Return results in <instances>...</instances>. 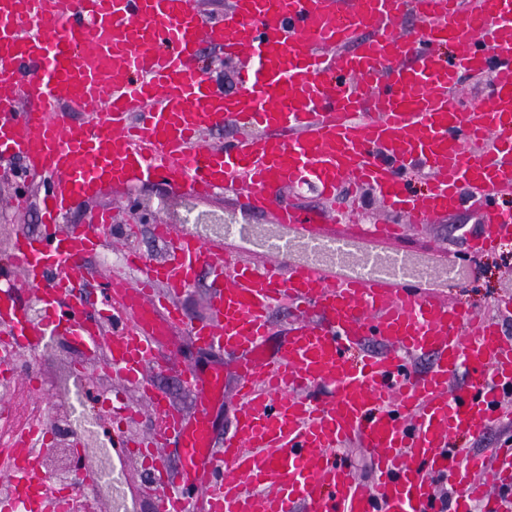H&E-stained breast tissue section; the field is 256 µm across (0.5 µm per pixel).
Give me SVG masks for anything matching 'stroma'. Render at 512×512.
<instances>
[{
    "mask_svg": "<svg viewBox=\"0 0 512 512\" xmlns=\"http://www.w3.org/2000/svg\"><path fill=\"white\" fill-rule=\"evenodd\" d=\"M184 190L175 184H162L152 181L138 183L133 190L115 189L105 195L79 205L71 213L74 222H83L87 208H107L114 213L117 223L132 224L136 233L132 237L111 235L106 253L111 256L109 264H102L99 256H91V265H104L106 271L119 269V257L127 250L137 249L146 256L161 255L163 244L154 236L155 222H171L170 205L182 199ZM148 202L153 211L149 223L138 222L130 212L133 202ZM481 229L479 215L470 210H462L449 216L434 219L421 231H407L399 240L390 242L385 250L415 259L437 258L439 261L454 260V267L439 273L437 289L449 302L474 316L492 313L497 300L512 298V241L502 243L496 250L479 255L468 251V235ZM159 354L170 361L168 369L155 371L151 380L156 388L163 390L171 403L185 414L195 410V398L185 388L179 378L182 365L189 364L197 369L218 370L223 374L224 392L232 394L237 384L235 360L232 356L200 348L193 338L182 330H174L162 344ZM93 358L82 345L51 340L36 357L35 373L40 383L39 391H31L26 378H19L11 402L0 400V413L13 411L24 416L39 412L44 425L53 423L52 392L56 387L73 382L78 370L89 368ZM95 390L103 394L104 409H111L110 398L114 391H121L132 406L124 427L127 437L135 440L152 439L154 419L142 395L134 386L113 379L107 371H100L93 377ZM115 481L124 496L132 501L137 512H153L155 491L149 484L140 457L127 453L116 464Z\"/></svg>",
    "mask_w": 512,
    "mask_h": 512,
    "instance_id": "stroma-1",
    "label": "stroma"
}]
</instances>
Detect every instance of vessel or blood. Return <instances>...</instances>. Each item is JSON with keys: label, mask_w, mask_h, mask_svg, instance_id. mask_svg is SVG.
I'll list each match as a JSON object with an SVG mask.
<instances>
[{"label": "vessel or blood", "mask_w": 512, "mask_h": 512, "mask_svg": "<svg viewBox=\"0 0 512 512\" xmlns=\"http://www.w3.org/2000/svg\"><path fill=\"white\" fill-rule=\"evenodd\" d=\"M410 15L417 30L399 31ZM206 43L228 58L255 56L236 90L222 91L200 67ZM465 74L491 77L483 111L462 102ZM223 127L240 134L221 148L201 143L202 131ZM0 161L22 165L10 209L38 204L43 224L38 235L16 227L0 258V349L19 356L53 335L82 344L106 335L104 367L141 391L155 418L157 440L142 454L156 512H188V486L207 512H427L443 479L455 512L478 499L497 512L478 475L512 485V448L466 453L449 441L505 422L512 338L433 290L440 263L415 268V286L402 287L349 257L463 208L483 224L471 252L512 239V211L498 204L512 193V0H231L215 15L193 0H0ZM411 171L425 191H410ZM149 180L201 201L232 196L235 242L158 224L163 259L131 251L112 275L89 266L112 214L73 224L70 212ZM299 185L326 198L374 190L403 221L350 226L342 214L326 228L324 214L282 198ZM270 207L276 224L252 223ZM295 245L331 250V260L296 259ZM203 272L211 323L177 302ZM94 278L105 285L95 320L83 292ZM283 306L294 311L288 334L266 351ZM172 328L237 358L223 443L209 418L221 373L180 371L196 396L191 419L149 378L164 367L158 347ZM422 357L430 363L420 370ZM461 367L470 380L456 387ZM129 411L112 410L119 457L132 446L121 428ZM170 436L182 458L174 471L156 450ZM350 441L371 453L370 485L332 460ZM12 459L14 495L0 498V512L19 500L27 512H60L28 436Z\"/></svg>", "instance_id": "vessel-or-blood-1"}]
</instances>
